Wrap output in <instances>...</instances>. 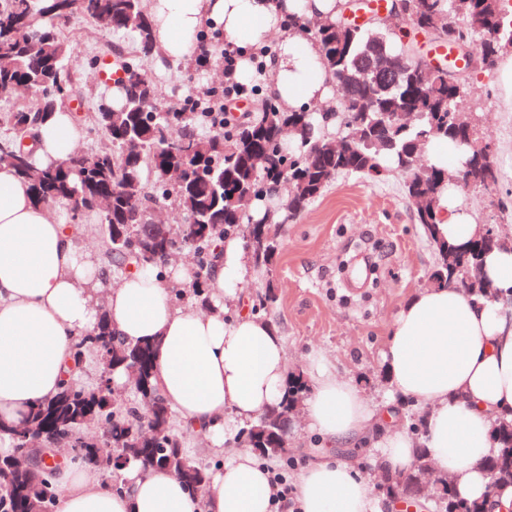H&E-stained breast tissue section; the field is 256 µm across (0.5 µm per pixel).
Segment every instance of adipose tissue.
<instances>
[{
  "label": "adipose tissue",
  "instance_id": "ef3b65f1",
  "mask_svg": "<svg viewBox=\"0 0 512 512\" xmlns=\"http://www.w3.org/2000/svg\"><path fill=\"white\" fill-rule=\"evenodd\" d=\"M335 0H150L156 46L164 58L191 60L197 35L220 28L230 47L276 41L271 92L288 112L328 105L331 88L314 45L285 24L289 14L335 18ZM79 129L67 113L38 127L34 159L48 167L75 152ZM433 238L461 247L479 230L455 196L441 194ZM207 283L213 308L176 305L171 287L191 286V265L125 276L111 272L80 240L76 225L53 222L27 183L0 167V420L21 423L29 408L53 398L67 377L73 344L106 312L116 335L155 346L154 383L179 429L211 441H236L241 424L278 405L288 382V349L276 327L243 308L228 312L250 269L243 239L220 244ZM490 297L456 286L419 291L395 315L382 353L395 394L426 408L422 441L393 430V403H373L352 379L309 357L303 416L329 447L380 451L383 471L409 473L419 449L446 474L454 492L485 512H512V486L491 490L483 462L497 454L496 428L512 419V247L486 255ZM59 512H271V488L254 452L238 450L192 498L162 467L134 462L112 484L98 467L61 461L54 472ZM300 512H382L371 477L327 455L308 462L295 484Z\"/></svg>",
  "mask_w": 512,
  "mask_h": 512
}]
</instances>
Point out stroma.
<instances>
[{"label":"stroma","mask_w":512,"mask_h":512,"mask_svg":"<svg viewBox=\"0 0 512 512\" xmlns=\"http://www.w3.org/2000/svg\"><path fill=\"white\" fill-rule=\"evenodd\" d=\"M57 27L76 42L67 67L88 94L85 112H96L111 90L98 83L93 59L113 44L133 55V40L82 20ZM141 69L172 107L224 79L223 64L201 68L159 55ZM466 85L487 109L484 140L498 158L500 178L489 192L472 186L454 193L476 223L506 237L512 235V95L499 89L493 70L470 71ZM435 266L434 248L414 221L401 174L341 175L283 228L273 265L264 273L251 271L240 298L249 302L273 289L266 318L288 347L290 371L303 372L310 349L322 350L381 403L394 396L382 363L393 317L413 294L434 286Z\"/></svg>","instance_id":"35a3bbf8"}]
</instances>
